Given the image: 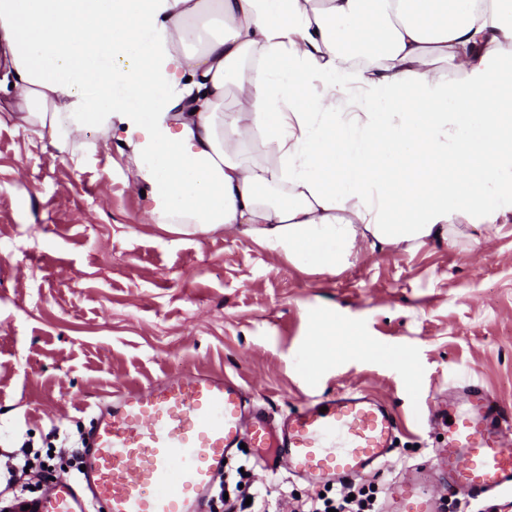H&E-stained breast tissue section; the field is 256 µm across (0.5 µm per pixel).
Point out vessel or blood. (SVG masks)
<instances>
[{
	"instance_id": "b4317fda",
	"label": "vessel or blood",
	"mask_w": 512,
	"mask_h": 512,
	"mask_svg": "<svg viewBox=\"0 0 512 512\" xmlns=\"http://www.w3.org/2000/svg\"><path fill=\"white\" fill-rule=\"evenodd\" d=\"M440 449L439 465L470 499L512 492V412L478 385ZM398 420L364 391L309 400L282 421L250 408L246 388L222 375L185 371L121 393L100 407L85 439L83 486L57 478L29 512H203L202 502L242 440L263 449L265 473L357 479L384 461ZM401 512H438L437 490L410 476L392 486Z\"/></svg>"
}]
</instances>
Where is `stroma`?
<instances>
[{
    "instance_id": "1",
    "label": "stroma",
    "mask_w": 512,
    "mask_h": 512,
    "mask_svg": "<svg viewBox=\"0 0 512 512\" xmlns=\"http://www.w3.org/2000/svg\"><path fill=\"white\" fill-rule=\"evenodd\" d=\"M83 164L52 156L21 126L0 128V467L28 446H63L96 403L186 370L241 381L281 418L310 395L360 389L399 421L375 479L383 512L397 479L435 466L440 401L475 382L512 409V210L454 241L362 246L328 271L242 227L179 235L154 224L117 136L90 130ZM331 351L309 370L315 337ZM350 336L368 347L351 353ZM251 485L300 499L326 492L252 448Z\"/></svg>"
}]
</instances>
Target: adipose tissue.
<instances>
[{
  "label": "adipose tissue",
  "mask_w": 512,
  "mask_h": 512,
  "mask_svg": "<svg viewBox=\"0 0 512 512\" xmlns=\"http://www.w3.org/2000/svg\"><path fill=\"white\" fill-rule=\"evenodd\" d=\"M0 56V127L58 156L121 126L173 232L245 224L334 271L512 190V0H0Z\"/></svg>",
  "instance_id": "obj_1"
}]
</instances>
